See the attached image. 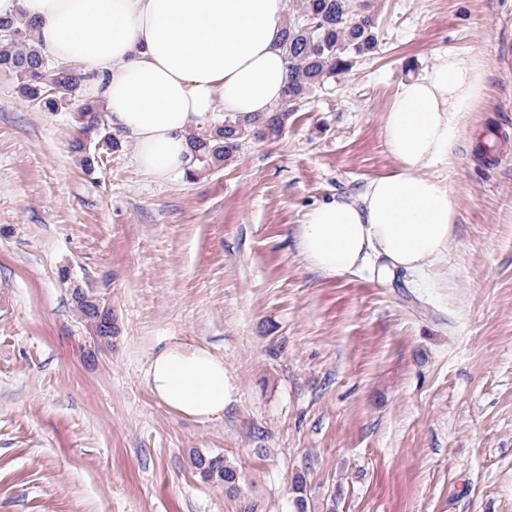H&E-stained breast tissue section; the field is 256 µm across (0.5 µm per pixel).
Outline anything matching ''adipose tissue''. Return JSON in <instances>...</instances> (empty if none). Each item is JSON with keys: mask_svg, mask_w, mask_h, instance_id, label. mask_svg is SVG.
<instances>
[{"mask_svg": "<svg viewBox=\"0 0 512 512\" xmlns=\"http://www.w3.org/2000/svg\"><path fill=\"white\" fill-rule=\"evenodd\" d=\"M287 11V0H0V17L35 22L46 53L81 66L83 98L157 179L186 173L188 134L216 110L243 117L281 102ZM485 95L483 60L455 51L402 81L383 118L393 169L307 211L297 237L308 268L433 286L459 217L445 172L464 114ZM146 384L170 411L200 422L223 418L232 391L222 356L180 341L151 356Z\"/></svg>", "mask_w": 512, "mask_h": 512, "instance_id": "ef3b65f1", "label": "adipose tissue"}]
</instances>
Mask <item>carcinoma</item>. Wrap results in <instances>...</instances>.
<instances>
[{"mask_svg": "<svg viewBox=\"0 0 512 512\" xmlns=\"http://www.w3.org/2000/svg\"><path fill=\"white\" fill-rule=\"evenodd\" d=\"M352 0H292L293 18L288 20L282 47L289 63L288 86L274 111L254 118L226 119L207 132L189 135L194 170L198 172L235 158L244 139L279 136L290 117L291 106L301 103L328 81L347 73L357 60L377 51L379 37L372 0H359L360 14L348 19ZM317 23L311 30L300 27L302 18ZM35 23L0 18V70L12 73L20 95L50 111L63 107L85 80L82 69L58 63L43 53L34 35ZM82 131L99 137L109 150L121 147V141L105 127L103 109L86 104L79 112ZM76 311L95 336L106 340L97 307L87 301V294L74 295ZM194 467L202 477L234 491L237 469L220 455L193 457ZM305 477L292 479V492L298 512H305Z\"/></svg>", "mask_w": 512, "mask_h": 512, "instance_id": "1", "label": "carcinoma"}]
</instances>
